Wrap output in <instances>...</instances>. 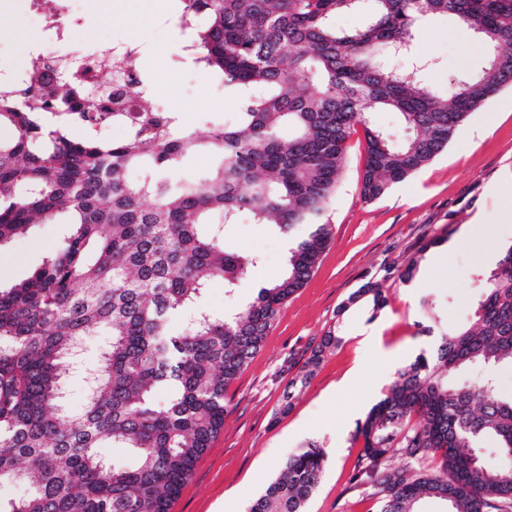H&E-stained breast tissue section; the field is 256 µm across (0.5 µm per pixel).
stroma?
<instances>
[{
    "label": "stroma",
    "mask_w": 512,
    "mask_h": 512,
    "mask_svg": "<svg viewBox=\"0 0 512 512\" xmlns=\"http://www.w3.org/2000/svg\"><path fill=\"white\" fill-rule=\"evenodd\" d=\"M177 2L107 0L109 10L102 15L98 0H72L63 21L90 43L148 36L156 61L140 62V73L161 102L204 134L232 120L239 102L206 71L177 57ZM43 36L28 0H0V70L17 68L26 47ZM414 44L431 61L425 79L436 90L445 89L449 75L468 70L485 51L446 14L429 16ZM364 145L362 133L349 140V162L327 211L330 245L231 384L224 427L197 461L171 512H248L282 461L310 441L326 449L328 461L304 512H379L373 489L349 482L360 451L355 430L399 367L429 349L434 334L466 323L481 292L480 275L512 246V220L500 216L503 194H512V88L476 112L445 152L373 201L360 195ZM469 224L476 225L477 234L462 238ZM68 231L65 224H35L0 248V284L28 278ZM452 239L458 247L440 256V243ZM227 244L260 254L263 264L236 294H226L223 282L211 284L205 303L217 312L248 302L261 284L278 279L286 254L284 238L246 214ZM413 259L415 275L401 281L399 272ZM369 281L383 290L381 309L356 296ZM424 297L437 302V321L428 334L419 310ZM370 328L379 331L380 347L364 343ZM331 331L341 338L338 347L311 363L313 350ZM109 342L103 332L89 337L78 356L65 385L72 412L85 403L87 366Z\"/></svg>",
    "instance_id": "35a3bbf8"
}]
</instances>
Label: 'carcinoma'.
Segmentation results:
<instances>
[{
	"label": "carcinoma",
	"mask_w": 512,
	"mask_h": 512,
	"mask_svg": "<svg viewBox=\"0 0 512 512\" xmlns=\"http://www.w3.org/2000/svg\"><path fill=\"white\" fill-rule=\"evenodd\" d=\"M363 2L181 0L192 63L240 104L233 122L204 137L144 108L124 141L74 139L64 125H45L50 104L34 84H0V126L14 130L0 141V248L37 219L66 214L72 226L31 277L0 287V484L26 486L0 500V512H170L224 426L228 388L330 244L322 217L356 127L365 140L360 194L372 201L447 150L474 112L512 86V0H370L361 27H336ZM438 13L487 47L443 92L413 53L415 23ZM398 49L408 65L389 64ZM64 87L85 123L121 117ZM376 111L397 113L406 138L372 123ZM200 151L213 165L198 178L187 163ZM242 214L294 241L280 278L219 314L205 304L210 282L233 293L262 263L226 246ZM362 296L375 310L385 303L377 283L353 299ZM102 329L111 342L73 414L65 379ZM503 363H512V248L485 277L468 324L399 368L357 424L350 481L375 483L380 512H418L424 499L451 512H509L512 396L485 373ZM487 441L492 460L482 455ZM105 444L126 449V460H107ZM326 460L314 442L289 455L250 512H303Z\"/></svg>",
	"instance_id": "cac0c4a2"
}]
</instances>
